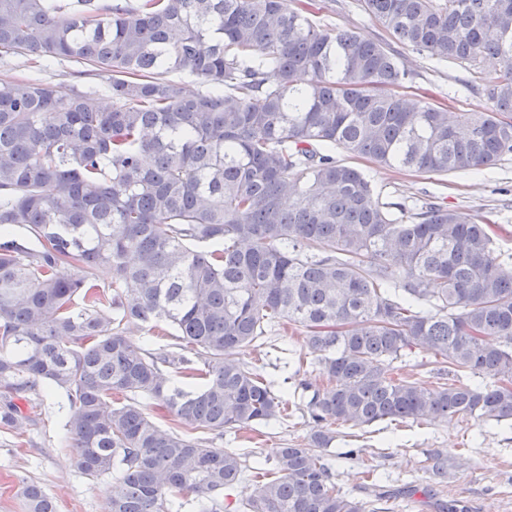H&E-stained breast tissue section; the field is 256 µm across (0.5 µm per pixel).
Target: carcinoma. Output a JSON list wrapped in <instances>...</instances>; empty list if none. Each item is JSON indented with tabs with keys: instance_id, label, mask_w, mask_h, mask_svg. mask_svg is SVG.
<instances>
[{
	"instance_id": "cac0c4a2",
	"label": "carcinoma",
	"mask_w": 512,
	"mask_h": 512,
	"mask_svg": "<svg viewBox=\"0 0 512 512\" xmlns=\"http://www.w3.org/2000/svg\"><path fill=\"white\" fill-rule=\"evenodd\" d=\"M361 2L418 53L499 58L479 76L492 111L395 93L400 56L322 27L316 0H0L1 54L83 61L112 91L105 108L0 79V426L23 434L21 405L64 391L75 467L122 485L111 512H179L190 493L224 512L249 466L193 433L282 417L238 358L278 328L303 335L326 386L308 443L280 450L244 512H390L337 488L334 425L512 421V255L494 222L383 203L331 154L443 175L512 153V0ZM131 324L178 344L151 352ZM415 348L439 365L432 386L396 374ZM427 468L444 477L440 452ZM17 495L56 512L35 482Z\"/></svg>"
}]
</instances>
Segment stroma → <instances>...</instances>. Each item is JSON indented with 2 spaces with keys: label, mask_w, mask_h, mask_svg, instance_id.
Returning <instances> with one entry per match:
<instances>
[{
  "label": "stroma",
  "mask_w": 512,
  "mask_h": 512,
  "mask_svg": "<svg viewBox=\"0 0 512 512\" xmlns=\"http://www.w3.org/2000/svg\"><path fill=\"white\" fill-rule=\"evenodd\" d=\"M316 15L326 28H343L366 39L391 44L388 31L362 7L360 0H324ZM399 54L412 79L405 91L425 96L437 105L457 112H488L487 97L475 90L476 78L458 64L439 61L408 48ZM41 77L61 97L74 87H101V100H108L106 76L86 75L80 64L68 61L32 63L25 55L0 59V78ZM369 180L381 201L409 205L432 195L459 214L472 217L493 213L508 232L499 241L502 252L512 253V154L501 157L480 172L458 171L446 175L416 173L350 158ZM302 339L274 335L261 348H248L242 360L256 367L271 381L275 394L292 406L290 416L259 424L253 429L225 428L207 435L210 448L252 453L274 462L280 449L306 443L312 423L305 410L307 397L325 386L314 365L299 364ZM57 396L29 406V445L17 446L13 432L0 429V512H24L15 494V484L24 478L41 485L53 498L57 512H108V496L116 480L104 476L91 479L73 465L63 436L64 417ZM362 451V462L344 459L346 450ZM442 451L448 460L443 492H435L434 481L425 469L430 449ZM337 484L352 496L365 497L362 464L373 465L384 490L396 493L398 512H512V428L492 427L474 419H440L422 424L377 422L364 428L340 426L336 438L324 452Z\"/></svg>",
  "instance_id": "1"
}]
</instances>
